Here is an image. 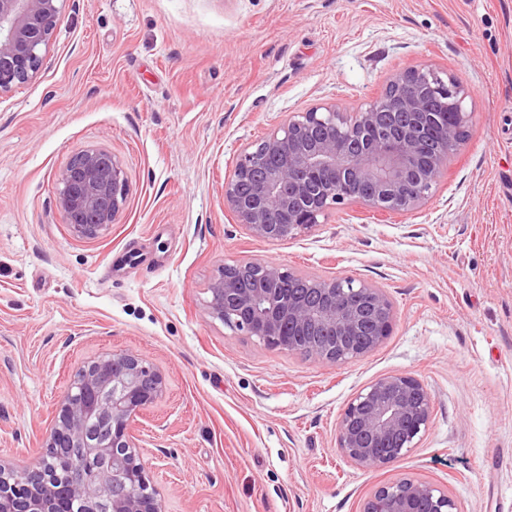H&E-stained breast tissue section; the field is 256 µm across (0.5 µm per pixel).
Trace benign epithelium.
I'll return each instance as SVG.
<instances>
[{"label": "benign epithelium", "mask_w": 512, "mask_h": 512, "mask_svg": "<svg viewBox=\"0 0 512 512\" xmlns=\"http://www.w3.org/2000/svg\"><path fill=\"white\" fill-rule=\"evenodd\" d=\"M62 0H0V95L37 73L53 37ZM424 73L392 80L382 105L344 112L334 105L298 112L254 149L243 151L224 179V209L251 236L269 242L312 229L333 206L412 212L429 198L448 158L462 142L471 113L467 93L438 79L434 100L406 87ZM439 111L447 124L433 148L421 120ZM58 202L72 232L95 238L119 217L127 196L122 165L108 151L86 150L57 175ZM300 280L304 290H282ZM207 315L269 349L339 364L361 357L391 334L393 304L383 289L349 276L320 278L284 264L243 260L224 264L208 286ZM165 390L162 372L135 353L115 351L80 368L60 401L46 454L31 467H0V512H161L144 465L132 451L137 416ZM432 415L424 384L407 374L379 378L347 403L336 448L365 468H384L417 447ZM84 448L97 463L86 477L79 466L63 481L53 467L60 455ZM457 512L441 487L403 478L377 487L361 512Z\"/></svg>", "instance_id": "obj_1"}]
</instances>
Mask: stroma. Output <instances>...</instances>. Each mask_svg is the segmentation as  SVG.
<instances>
[{"label":"stroma","mask_w":512,"mask_h":512,"mask_svg":"<svg viewBox=\"0 0 512 512\" xmlns=\"http://www.w3.org/2000/svg\"><path fill=\"white\" fill-rule=\"evenodd\" d=\"M425 70L468 96L425 205L351 203L267 242L224 179L289 113L356 112ZM104 149L126 204L74 235L56 175ZM263 259L382 288L393 329L345 364L271 350L206 313L223 264ZM133 351L165 376L134 428L162 512H360L411 478L459 512L512 505V0H64L37 74L0 96V465L39 460L83 365ZM408 374L429 428L383 469L336 449L347 402Z\"/></svg>","instance_id":"35a3bbf8"}]
</instances>
